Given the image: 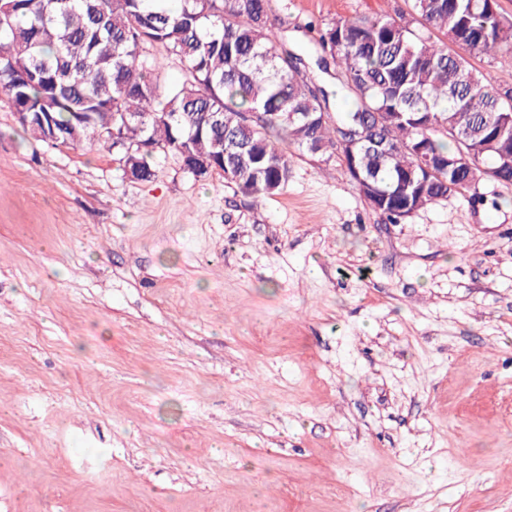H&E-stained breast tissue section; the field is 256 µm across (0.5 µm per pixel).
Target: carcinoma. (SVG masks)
Wrapping results in <instances>:
<instances>
[{"mask_svg": "<svg viewBox=\"0 0 512 512\" xmlns=\"http://www.w3.org/2000/svg\"><path fill=\"white\" fill-rule=\"evenodd\" d=\"M11 3L0 98L28 113L21 125L37 140L123 142L135 180L151 181L155 150H170L193 175L222 174L264 199L288 185L287 141L301 156L338 154L364 201L393 223L466 195L483 167L512 184L502 163L512 155V91L491 90L450 48L512 51V22L488 0H412L410 20L344 19L308 50L289 45L269 0H181L175 11L167 0ZM155 44L189 74L163 91L141 58ZM314 68L336 90L309 78ZM469 150L474 170L448 172Z\"/></svg>", "mask_w": 512, "mask_h": 512, "instance_id": "cac0c4a2", "label": "carcinoma"}]
</instances>
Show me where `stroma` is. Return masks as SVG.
<instances>
[{
  "label": "stroma",
  "instance_id": "1",
  "mask_svg": "<svg viewBox=\"0 0 512 512\" xmlns=\"http://www.w3.org/2000/svg\"><path fill=\"white\" fill-rule=\"evenodd\" d=\"M154 171L0 100V512H512V184L391 224L335 155Z\"/></svg>",
  "mask_w": 512,
  "mask_h": 512
}]
</instances>
